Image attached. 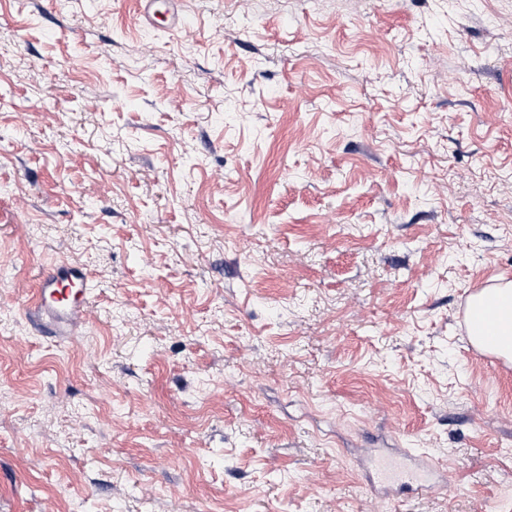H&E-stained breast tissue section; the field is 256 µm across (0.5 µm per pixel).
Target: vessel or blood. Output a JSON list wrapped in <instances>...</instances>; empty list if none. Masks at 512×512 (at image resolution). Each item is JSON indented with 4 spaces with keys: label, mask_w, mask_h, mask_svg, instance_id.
<instances>
[{
    "label": "vessel or blood",
    "mask_w": 512,
    "mask_h": 512,
    "mask_svg": "<svg viewBox=\"0 0 512 512\" xmlns=\"http://www.w3.org/2000/svg\"><path fill=\"white\" fill-rule=\"evenodd\" d=\"M179 4L180 0H137L138 14L148 21L157 14H165L169 23L177 28L183 24ZM89 301V274L83 267L63 262L41 274L36 300L28 313L45 334L66 337L72 334ZM368 470L376 491H421L435 472L436 463L427 454L396 448L391 458L372 460Z\"/></svg>",
    "instance_id": "vessel-or-blood-1"
}]
</instances>
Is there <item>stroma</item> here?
I'll return each mask as SVG.
<instances>
[{
  "label": "stroma",
  "mask_w": 512,
  "mask_h": 512,
  "mask_svg": "<svg viewBox=\"0 0 512 512\" xmlns=\"http://www.w3.org/2000/svg\"><path fill=\"white\" fill-rule=\"evenodd\" d=\"M134 8L0 0V512H512L459 321L512 281V0ZM380 442L443 480L375 493ZM179 0H138V15L152 22L153 18L163 9V14L168 17V22L177 28L183 25V15L179 8ZM89 301V274L77 264L63 262L40 275L28 314L48 336L66 337L73 333Z\"/></svg>",
  "instance_id": "1"
}]
</instances>
